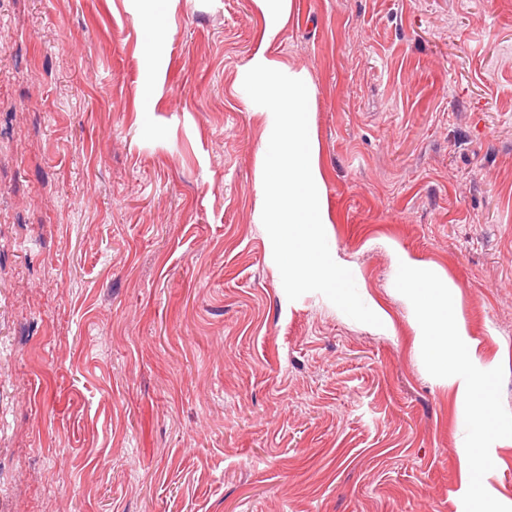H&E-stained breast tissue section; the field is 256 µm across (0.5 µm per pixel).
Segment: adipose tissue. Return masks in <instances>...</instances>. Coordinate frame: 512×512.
Listing matches in <instances>:
<instances>
[{
  "label": "adipose tissue",
  "instance_id": "1",
  "mask_svg": "<svg viewBox=\"0 0 512 512\" xmlns=\"http://www.w3.org/2000/svg\"><path fill=\"white\" fill-rule=\"evenodd\" d=\"M254 2L265 27L243 76L276 129L274 168L260 175L270 201L263 220L268 224H324L328 215L319 196V146L307 118L313 109L315 88L307 72L294 70L269 56L273 41L291 14L292 0Z\"/></svg>",
  "mask_w": 512,
  "mask_h": 512
}]
</instances>
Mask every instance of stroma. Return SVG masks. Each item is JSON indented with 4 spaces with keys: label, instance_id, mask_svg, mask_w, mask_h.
<instances>
[{
    "label": "stroma",
    "instance_id": "1",
    "mask_svg": "<svg viewBox=\"0 0 512 512\" xmlns=\"http://www.w3.org/2000/svg\"><path fill=\"white\" fill-rule=\"evenodd\" d=\"M263 28L253 0H0V512H464V406L394 281L442 279L512 411V0H293L270 54L316 86L364 307L260 221Z\"/></svg>",
    "mask_w": 512,
    "mask_h": 512
}]
</instances>
